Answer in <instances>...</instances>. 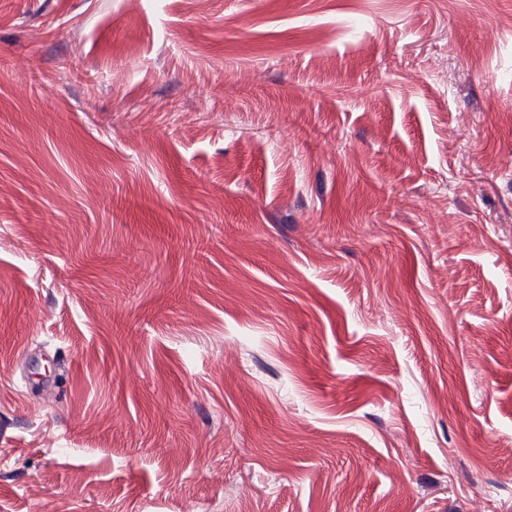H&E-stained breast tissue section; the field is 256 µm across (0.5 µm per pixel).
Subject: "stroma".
I'll return each mask as SVG.
<instances>
[{
	"label": "stroma",
	"mask_w": 512,
	"mask_h": 512,
	"mask_svg": "<svg viewBox=\"0 0 512 512\" xmlns=\"http://www.w3.org/2000/svg\"><path fill=\"white\" fill-rule=\"evenodd\" d=\"M0 512H512V0H0Z\"/></svg>",
	"instance_id": "obj_1"
}]
</instances>
